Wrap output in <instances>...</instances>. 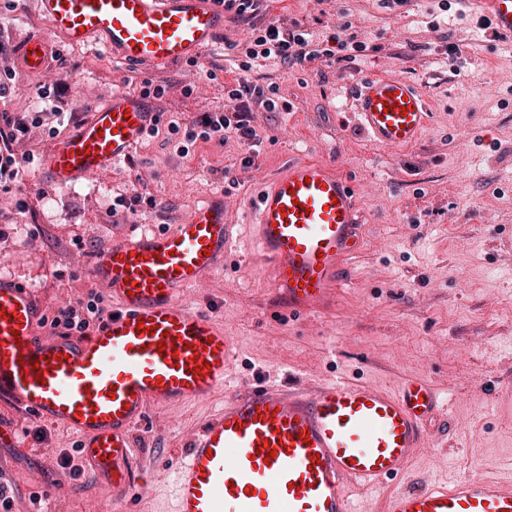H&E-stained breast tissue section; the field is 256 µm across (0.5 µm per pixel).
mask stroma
<instances>
[{
  "mask_svg": "<svg viewBox=\"0 0 512 512\" xmlns=\"http://www.w3.org/2000/svg\"><path fill=\"white\" fill-rule=\"evenodd\" d=\"M440 0H271L268 15L300 23L315 39L351 23L365 52L353 62L316 61L288 71L266 65L291 105L287 112L256 110L255 162L246 148L197 144L191 157L167 145L169 125L200 112L231 109L224 97V52H207L201 68L130 66L104 51L62 47L79 61L53 78L56 104L68 132L81 104L113 92H136L142 81L174 80L159 133L143 138L133 158L70 190L25 178L0 191V274L35 289L45 325L59 309L80 308L104 287L91 275L97 252L150 226L170 231L190 208L224 194V216L237 227V247L222 272L180 299L224 323L240 360L235 387L258 377L307 385L331 375L393 387L413 376L429 379L448 399L453 424L436 447L416 453L407 484L498 475L512 484V415L498 408V387L512 380V43L481 28L469 5L448 25L434 27ZM34 0H0V32L11 67L26 32L38 25ZM461 50L451 59L449 45ZM400 74L431 102L430 126L409 150L389 151L362 133L350 101L361 75ZM193 84L191 98L181 87ZM321 159L346 171L366 216L365 246L350 266L352 288L335 312L292 319L277 297L268 268L246 262L252 250L249 202L288 159ZM155 199L113 223L112 199L138 184ZM28 201L19 209L18 201ZM224 402L223 391L185 406L153 409L136 438L149 484L135 512H171L174 469L201 421ZM24 448L0 450V473L17 490L9 512H29L34 499L50 512H114L112 498L84 473L74 435L17 412Z\"/></svg>",
  "mask_w": 512,
  "mask_h": 512,
  "instance_id": "35a3bbf8",
  "label": "stroma"
}]
</instances>
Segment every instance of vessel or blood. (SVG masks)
Returning <instances> with one entry per match:
<instances>
[{"instance_id":"vessel-or-blood-1","label":"vessel or blood","mask_w":512,"mask_h":512,"mask_svg":"<svg viewBox=\"0 0 512 512\" xmlns=\"http://www.w3.org/2000/svg\"><path fill=\"white\" fill-rule=\"evenodd\" d=\"M512 39V0H467ZM42 20L16 65L50 77L54 43L101 48L139 66H170L219 45L214 0H35ZM362 131L382 147H415L431 104L397 75L360 78L351 91ZM157 119L150 101L116 92L44 154L39 181L67 189L128 161ZM249 222L256 258L271 270L293 317L336 306L364 245L365 217L348 174L320 159H291L257 197ZM224 195L213 194L167 232L145 229L95 256L94 278L113 315L85 335L44 339L33 288L0 275V404L79 439L86 472L126 501L145 485L135 432L153 408L207 398L205 418L175 468V512H354L352 491L401 478L416 449L438 438L447 403L422 377L387 388L342 376L312 385H232L234 336L179 296L223 269L234 244ZM382 512H512V488L483 477L431 481L386 495Z\"/></svg>"}]
</instances>
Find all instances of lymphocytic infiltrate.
<instances>
[{
	"mask_svg": "<svg viewBox=\"0 0 512 512\" xmlns=\"http://www.w3.org/2000/svg\"><path fill=\"white\" fill-rule=\"evenodd\" d=\"M264 0H216L234 21L247 24L250 36L241 48L238 59L232 63L237 75L224 85V94L234 100L231 111L203 112L192 122L185 125L173 124L169 127L170 135L178 139L177 148L181 155H190L197 142L223 144L225 140L237 138L251 144L256 139V132L250 124L254 109L268 112L289 110L290 105L279 93L276 84L261 86L249 80L248 74L260 63L273 61L284 69L302 67L321 58L341 57L342 61H354L356 53L365 51L364 41L357 34L348 37L328 36L327 46L315 44L312 33L299 25L282 26L275 21L263 20L260 12ZM58 97L54 86L42 85L37 90L40 109L23 113L14 118H5L0 123V188L10 189L16 183L24 168L36 167L38 157L33 153L16 154L14 147L20 143L31 129L46 130L49 137L59 133L52 125L48 106ZM100 295L89 294L81 309L63 308L53 319V326L69 332L85 333L97 323L102 322L104 308Z\"/></svg>",
	"mask_w": 512,
	"mask_h": 512,
	"instance_id": "obj_1",
	"label": "lymphocytic infiltrate"
}]
</instances>
